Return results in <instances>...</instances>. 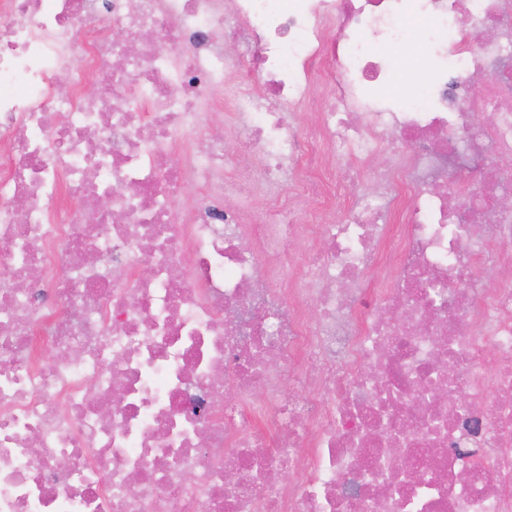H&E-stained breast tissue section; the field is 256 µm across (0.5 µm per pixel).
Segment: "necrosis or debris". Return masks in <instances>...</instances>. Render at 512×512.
<instances>
[{
  "instance_id": "necrosis-or-debris-1",
  "label": "necrosis or debris",
  "mask_w": 512,
  "mask_h": 512,
  "mask_svg": "<svg viewBox=\"0 0 512 512\" xmlns=\"http://www.w3.org/2000/svg\"><path fill=\"white\" fill-rule=\"evenodd\" d=\"M412 20L432 82L375 94ZM505 192L512 0H0V512H512ZM224 151L226 154L234 157L240 172L247 174L254 169L257 159L256 155L242 151L237 139H226L224 141ZM389 156L380 152L371 158L363 159L355 156L346 157L345 163L336 166V182L340 187V202L343 203L348 200L347 194L351 193V186L348 181V167H356L366 170L367 168L384 167L389 162Z\"/></svg>"
}]
</instances>
